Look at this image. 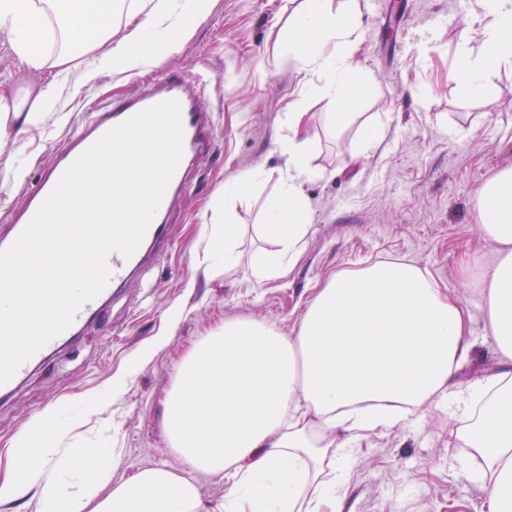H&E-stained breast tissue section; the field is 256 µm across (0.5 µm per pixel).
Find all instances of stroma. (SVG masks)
<instances>
[{
    "label": "stroma",
    "mask_w": 512,
    "mask_h": 512,
    "mask_svg": "<svg viewBox=\"0 0 512 512\" xmlns=\"http://www.w3.org/2000/svg\"><path fill=\"white\" fill-rule=\"evenodd\" d=\"M304 0H212L208 15L178 50L155 66L204 78L215 113L217 152L194 164L192 191L175 206L177 242L87 326L77 346L57 353L11 395L0 399V477L16 438L40 413L69 402L76 416L67 439L75 446L113 445L112 482L138 470L184 465L168 448L161 417L177 363L225 320L249 317L294 334L307 304L332 276L381 260L426 269L456 295L470 315L473 349L455 378L460 392L512 371L487 333L481 290L497 248L476 227V192L512 167V65L486 74L482 96L466 95L449 74L460 47L480 50V32L463 17L477 0H358L362 27L356 45L364 81L357 109L334 130L333 99L318 77L303 90L300 64L285 54L288 26ZM51 79L27 68L0 28V95L22 98ZM136 72L105 75L64 91L38 127L5 122L0 147V236L44 168L88 113L113 96L139 92ZM305 114L312 143L305 184L312 227L299 255L276 278L258 281L252 258L274 249L265 204L278 190L287 158L278 145L281 120L294 103ZM378 141L359 164L347 149L366 131ZM22 177H15L16 167ZM257 170L263 177L245 200L225 203L229 177ZM232 218L242 235L239 265L203 269L214 225ZM180 319H173V311ZM156 351L135 365L148 346ZM450 411L429 402L415 422L368 432L347 473L344 512H488L448 435Z\"/></svg>",
    "instance_id": "obj_1"
}]
</instances>
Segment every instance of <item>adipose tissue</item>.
<instances>
[{"label":"adipose tissue","instance_id":"obj_1","mask_svg":"<svg viewBox=\"0 0 512 512\" xmlns=\"http://www.w3.org/2000/svg\"><path fill=\"white\" fill-rule=\"evenodd\" d=\"M479 2L480 16L464 22L480 23L482 52L475 57L461 48L453 74L474 97L483 94L489 70L512 65V0ZM209 7L210 0H144L137 10L124 9L122 0H0V26L19 58L34 69H55L33 101L0 99V112L39 125L53 111L59 88L165 60ZM120 9L126 32L117 38L112 16ZM50 18L69 45L91 53L88 68L77 73L67 56L52 61L42 53ZM359 32L357 8L307 0L288 39L289 55L324 78L323 90L337 106L331 121L339 128L360 99L353 60ZM302 117L292 110L281 126L288 165L266 210L277 248L254 261L250 272L259 281L277 277L310 231L303 185L312 146L300 134ZM476 224L498 247L484 278L488 333L512 359V168L479 188ZM471 350L458 297L416 265L380 261L331 278L295 335L238 318L193 346L176 369L162 422L185 473L156 466L111 484L114 450L63 447L70 420L51 407L17 440L12 470L0 480V502L33 489L35 512H343L347 470L366 433L407 424L414 409L436 397L456 415H472L470 426L455 432L464 469L484 488L489 512H512V376L459 392L455 375ZM196 472L224 482V500L214 509L200 499Z\"/></svg>","mask_w":512,"mask_h":512}]
</instances>
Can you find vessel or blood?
Masks as SVG:
<instances>
[{
  "instance_id": "obj_1",
  "label": "vessel or blood",
  "mask_w": 512,
  "mask_h": 512,
  "mask_svg": "<svg viewBox=\"0 0 512 512\" xmlns=\"http://www.w3.org/2000/svg\"><path fill=\"white\" fill-rule=\"evenodd\" d=\"M170 99L177 100L181 108L183 154L141 244L131 257L117 252L109 255L107 263L111 275L103 291L79 309L64 332L28 358L11 380L0 384L1 396H8L36 369L47 364L54 354L74 343L85 326L99 317L130 281L157 264L171 246L174 235L169 213L174 200L185 195L189 189L188 165L194 158L216 149L215 115L201 83L188 81L173 71L160 83L146 84L140 92L113 100L111 105L103 107L84 123L81 130L69 139L66 148L55 156L36 187L28 191L25 205L13 220L9 234L0 237V250L8 248L25 229L64 171L108 130L138 112Z\"/></svg>"
}]
</instances>
